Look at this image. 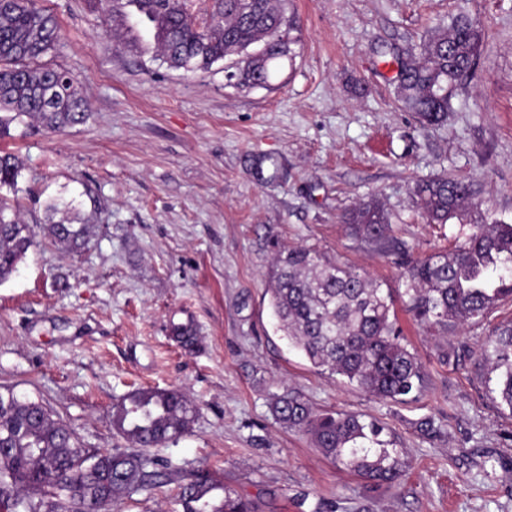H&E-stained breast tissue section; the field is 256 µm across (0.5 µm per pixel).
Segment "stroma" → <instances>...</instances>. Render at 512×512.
<instances>
[{"label":"stroma","mask_w":512,"mask_h":512,"mask_svg":"<svg viewBox=\"0 0 512 512\" xmlns=\"http://www.w3.org/2000/svg\"><path fill=\"white\" fill-rule=\"evenodd\" d=\"M68 42L47 57L81 83L86 123L24 137L18 202L27 223L62 196L92 216L78 254L48 241L0 285V386L42 401L85 448L125 447L112 409L138 387L176 388L199 407L191 432L161 448L185 470L207 464L261 512H512V413L492 398L480 345L512 319L442 332L405 310L393 256L339 216L374 199L416 256L452 249L468 225L427 223L412 193L438 173L479 190L512 222V0H285L290 53L267 86L173 70L106 36L93 0H42ZM485 28L446 125L394 99L399 59L459 10ZM324 252L392 291L404 342L426 373L415 400L376 398L314 368L276 328L266 292L271 241ZM192 318L188 352L169 335ZM387 426L407 463L374 488L309 436L277 422L272 394ZM432 418L426 434L417 424Z\"/></svg>","instance_id":"35a3bbf8"}]
</instances>
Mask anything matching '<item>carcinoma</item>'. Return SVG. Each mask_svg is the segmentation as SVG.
<instances>
[{"instance_id":"carcinoma-1","label":"carcinoma","mask_w":512,"mask_h":512,"mask_svg":"<svg viewBox=\"0 0 512 512\" xmlns=\"http://www.w3.org/2000/svg\"><path fill=\"white\" fill-rule=\"evenodd\" d=\"M242 0H211L205 25L198 26L185 0H97L106 34L125 38L139 54H150L173 69L205 71L238 55L236 77L245 85L267 86L290 48L283 31L282 0H262L259 20L241 9ZM485 33L461 11L401 63L395 98L431 124L452 110L456 84L472 69ZM66 34L39 0H0V137L11 125L21 134L60 132L88 118L86 99L75 78L43 58L65 44ZM22 164L0 152V285L9 281L36 244L20 206L1 194L21 191ZM429 223H469L471 233L453 251L413 258L395 252L405 278L407 309L428 328L446 330L481 321L512 298V224L487 221L474 185L440 174L413 188ZM342 223L386 245L392 224L373 200L356 204ZM42 235L66 252H79L93 225L62 197L44 204ZM275 258L267 293L279 330L315 368L345 378L373 396L396 402L418 397L424 373L415 353L400 339L391 294L381 284L308 246L273 244ZM183 349L198 347L193 321L170 324ZM491 360L490 392L512 412V322L496 328L483 347ZM279 422L309 435L341 469L376 486H394L406 463L392 441L380 439L384 426L362 414L313 410L298 391L272 397ZM197 405L175 388L140 387L113 407L112 426L127 448H82L71 428L39 401L0 388V512H72L74 487L86 485L100 512L141 491L176 484L182 512H259V506L224 487L205 466L184 471L144 452L188 433ZM97 460L86 470L82 455Z\"/></svg>"}]
</instances>
